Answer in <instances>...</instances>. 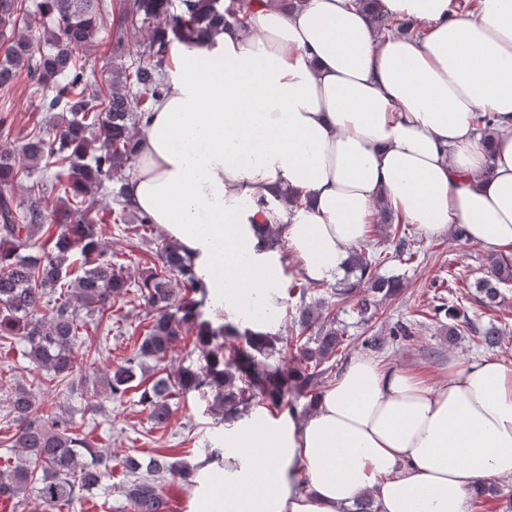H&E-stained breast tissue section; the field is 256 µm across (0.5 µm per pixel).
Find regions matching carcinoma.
Here are the masks:
<instances>
[{
  "label": "carcinoma",
  "mask_w": 512,
  "mask_h": 512,
  "mask_svg": "<svg viewBox=\"0 0 512 512\" xmlns=\"http://www.w3.org/2000/svg\"><path fill=\"white\" fill-rule=\"evenodd\" d=\"M365 10L372 29L410 35L416 22L394 21L378 7V0H355ZM123 7L109 24L113 43L112 65L104 78L93 83L91 65L79 57L104 28L109 15L107 0H36L31 35L16 32L21 6L18 0H0V90L8 91L19 73L29 79L32 93L40 96L41 109L56 118L21 137L14 151L0 152V340H18L35 368L46 372L43 381L54 387L74 374L73 350L81 329L80 309L106 312L112 298L135 287L136 299L152 313L139 344L107 377L108 397L119 399L133 383L144 385L139 403L150 421L165 423L171 400L203 388L213 394L215 414L231 422L255 405L270 412L295 409L294 399L317 397L316 386L328 371L326 363L348 348L343 330L319 323L325 298L306 302L308 286L297 285L288 294L299 296V333L295 336L297 363L293 367L266 362L277 338L231 324L217 327L203 319L208 291L194 272L189 255L176 243L157 238L158 263L127 282L124 268L112 262L103 248L101 224L124 221L112 203L129 208L125 187H107L138 155V127L166 86L161 69L172 39L190 43L224 26L227 19L243 22L251 0H182L179 13L171 0H122ZM140 36L148 39V58L127 60L125 44ZM56 169L54 179L39 178L28 195L17 198L14 182L39 168ZM62 194L68 205L50 212L47 201ZM47 224L57 225L53 245L35 240ZM80 254L82 274L72 277L74 254ZM419 253L415 242L401 237L394 251L380 249L370 240L351 250L346 278L331 289L341 303H350L371 320L376 300L400 289L393 277L380 274L385 264ZM182 279L184 293L176 295L173 277ZM512 282V265L492 259L487 275L476 284L478 302L496 303L500 285ZM197 330L204 365L177 370L145 384L146 361L166 360L179 336ZM312 334H307V331ZM474 337L476 348H492L500 331L469 317L448 326V335ZM235 336L238 343L221 342ZM8 416L17 425L13 447L21 449L22 462L0 470V499L12 500L37 485L38 497L53 512L70 507L83 491L90 492L112 476L111 461L60 416L39 413L36 394L19 385L9 396ZM128 476L125 496L133 512H163V486L168 481L191 487L196 472L187 464L158 454L142 463L135 457L123 461Z\"/></svg>",
  "instance_id": "carcinoma-1"
}]
</instances>
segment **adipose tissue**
Returning a JSON list of instances; mask_svg holds the SVG:
<instances>
[{
    "instance_id": "ef3b65f1",
    "label": "adipose tissue",
    "mask_w": 512,
    "mask_h": 512,
    "mask_svg": "<svg viewBox=\"0 0 512 512\" xmlns=\"http://www.w3.org/2000/svg\"><path fill=\"white\" fill-rule=\"evenodd\" d=\"M380 4L420 34L375 35L353 0H254L244 23L170 45L126 191L227 321L277 317L284 261L339 276L380 201L423 235L460 224L512 246V0ZM480 112L497 116L488 148ZM199 472L198 512H343L364 494L381 512H467L485 479H512V362L455 361L430 382L351 358L307 414L225 423Z\"/></svg>"
}]
</instances>
